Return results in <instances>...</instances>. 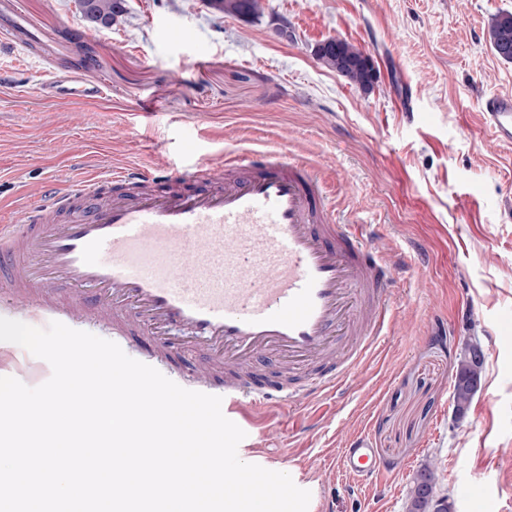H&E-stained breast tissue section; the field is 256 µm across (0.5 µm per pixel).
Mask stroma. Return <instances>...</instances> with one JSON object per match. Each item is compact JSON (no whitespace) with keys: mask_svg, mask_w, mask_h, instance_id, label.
I'll return each mask as SVG.
<instances>
[{"mask_svg":"<svg viewBox=\"0 0 512 512\" xmlns=\"http://www.w3.org/2000/svg\"><path fill=\"white\" fill-rule=\"evenodd\" d=\"M512 0H263L260 17L203 0H126L95 29L76 0H0V223L20 224L48 186L114 166L154 170L193 152L245 150L319 164L348 221L379 228L409 267L396 317L335 393L249 421L251 460L292 468L332 512H406L431 468L453 512L458 481L486 483L512 512V146L493 144L482 100L512 93V63L489 29ZM340 38L370 56V91L322 65ZM78 73L105 97L52 103L35 84ZM136 135H129V128ZM480 345L485 368L455 418L458 359ZM0 371L36 387L50 364L0 347ZM369 436L385 489H354L331 460Z\"/></svg>","mask_w":512,"mask_h":512,"instance_id":"1","label":"stroma"}]
</instances>
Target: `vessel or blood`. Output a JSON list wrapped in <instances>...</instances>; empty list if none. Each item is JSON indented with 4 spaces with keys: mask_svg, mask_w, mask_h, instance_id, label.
I'll list each match as a JSON object with an SVG mask.
<instances>
[{
    "mask_svg": "<svg viewBox=\"0 0 512 512\" xmlns=\"http://www.w3.org/2000/svg\"><path fill=\"white\" fill-rule=\"evenodd\" d=\"M45 97L85 102L102 88L74 74ZM493 142L512 145V94L481 106ZM404 258L345 224L321 170L284 154L225 156L188 174L124 167L53 190L25 223L0 224V271L28 314L111 330L143 363L229 412L334 392L389 329ZM337 467L354 487L378 479L367 435Z\"/></svg>",
    "mask_w": 512,
    "mask_h": 512,
    "instance_id": "obj_1",
    "label": "vessel or blood"
}]
</instances>
